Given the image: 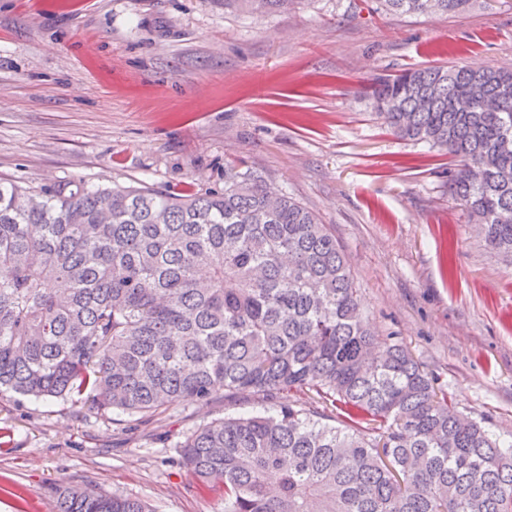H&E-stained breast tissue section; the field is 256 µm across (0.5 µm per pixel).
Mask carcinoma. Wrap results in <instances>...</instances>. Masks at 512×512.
<instances>
[{"instance_id": "1", "label": "carcinoma", "mask_w": 512, "mask_h": 512, "mask_svg": "<svg viewBox=\"0 0 512 512\" xmlns=\"http://www.w3.org/2000/svg\"><path fill=\"white\" fill-rule=\"evenodd\" d=\"M371 4L415 16L469 0ZM364 96L399 138L456 157L450 194L512 257V68L405 70ZM2 388L38 400L86 392L93 408L131 417L295 391L355 421L282 405L185 433L181 464L224 487V512H512V443L456 412L405 347L369 329L327 225L235 164L224 188L181 193L0 178ZM56 510L155 512L72 486Z\"/></svg>"}]
</instances>
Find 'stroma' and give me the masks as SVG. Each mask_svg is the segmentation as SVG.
I'll return each mask as SVG.
<instances>
[{
    "mask_svg": "<svg viewBox=\"0 0 512 512\" xmlns=\"http://www.w3.org/2000/svg\"><path fill=\"white\" fill-rule=\"evenodd\" d=\"M455 65L512 66V0L448 16L353 0L263 15L224 0H0V178L220 189L225 162L243 163L329 226L372 328L512 441V264L452 198L455 158L396 138L362 98L377 76ZM258 407L244 391L138 419L0 393V512H56L64 484L224 512L177 443Z\"/></svg>",
    "mask_w": 512,
    "mask_h": 512,
    "instance_id": "obj_1",
    "label": "stroma"
}]
</instances>
